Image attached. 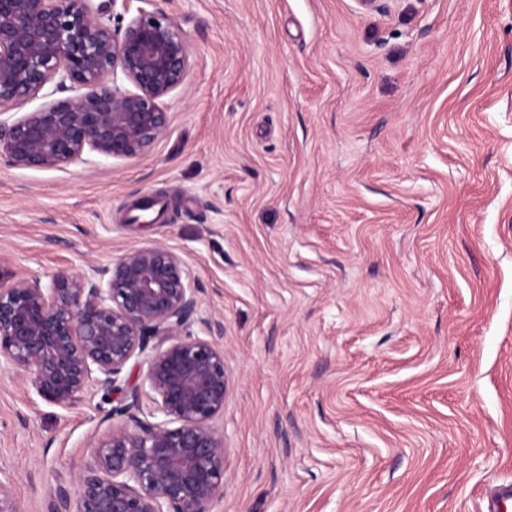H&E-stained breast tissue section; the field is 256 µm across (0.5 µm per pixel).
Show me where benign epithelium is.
<instances>
[{
	"instance_id": "7a95c632",
	"label": "benign epithelium",
	"mask_w": 512,
	"mask_h": 512,
	"mask_svg": "<svg viewBox=\"0 0 512 512\" xmlns=\"http://www.w3.org/2000/svg\"><path fill=\"white\" fill-rule=\"evenodd\" d=\"M117 0H0V109L39 96L76 95L0 120V158L13 167L65 169L88 155L134 159L168 132L162 98L186 76V35L141 11L113 25ZM130 83L124 90L118 80ZM200 282L172 249L147 244L92 273L47 283L0 258V369L28 378L45 402L68 409L91 387L104 396L135 359L146 365L125 418L96 438L76 493L56 512H211L224 495V348L198 316ZM13 475L0 469V512H21Z\"/></svg>"
}]
</instances>
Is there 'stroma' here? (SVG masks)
I'll use <instances>...</instances> for the list:
<instances>
[{
	"instance_id": "obj_1",
	"label": "stroma",
	"mask_w": 512,
	"mask_h": 512,
	"mask_svg": "<svg viewBox=\"0 0 512 512\" xmlns=\"http://www.w3.org/2000/svg\"><path fill=\"white\" fill-rule=\"evenodd\" d=\"M149 8L189 44L166 136L138 159L0 161V257L46 280L180 255L224 325L212 512H482L512 482V0ZM121 400L62 409L0 370L22 512L75 489Z\"/></svg>"
}]
</instances>
